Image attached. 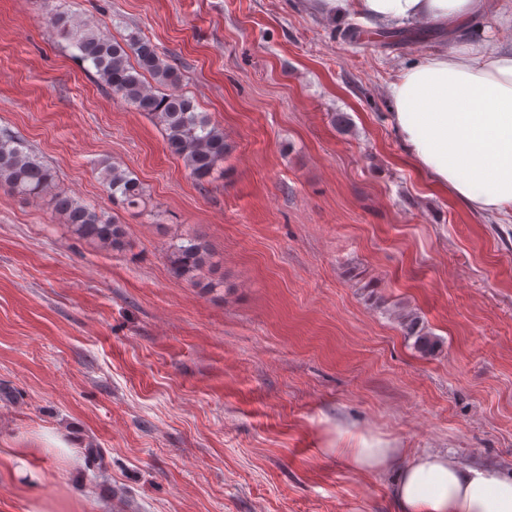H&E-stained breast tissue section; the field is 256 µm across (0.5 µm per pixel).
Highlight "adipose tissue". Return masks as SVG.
Listing matches in <instances>:
<instances>
[{
  "label": "adipose tissue",
  "mask_w": 512,
  "mask_h": 512,
  "mask_svg": "<svg viewBox=\"0 0 512 512\" xmlns=\"http://www.w3.org/2000/svg\"><path fill=\"white\" fill-rule=\"evenodd\" d=\"M326 12L370 27L454 30L490 13V0H320ZM391 122L436 187L471 210H512V48L488 38L461 40L400 71L387 88ZM365 473L399 466L397 512H512V475L470 467L449 454L403 448H348Z\"/></svg>",
  "instance_id": "obj_1"
}]
</instances>
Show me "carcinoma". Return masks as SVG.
I'll return each instance as SVG.
<instances>
[{
    "label": "carcinoma",
    "instance_id": "1",
    "mask_svg": "<svg viewBox=\"0 0 512 512\" xmlns=\"http://www.w3.org/2000/svg\"><path fill=\"white\" fill-rule=\"evenodd\" d=\"M48 24L69 42L75 57L95 71L112 95L157 120L167 149L183 161L198 185L224 174V156L230 150L224 131L212 123L207 113L197 111L192 99L175 92L181 73L155 44L139 36L122 43L108 40L75 12H54L48 17ZM147 77L155 86L148 85ZM100 179L112 200L140 215L148 212L143 184L120 164L103 162ZM0 188L25 200L48 196L54 213L79 237L110 250L124 246L123 224L94 205L57 190L55 173L8 134L0 136ZM210 259V247L200 237H186L171 245L175 274L197 288L213 287L204 274ZM399 320L405 333L416 337L415 345L421 352L428 354L439 348V339L425 331L415 313H401Z\"/></svg>",
    "mask_w": 512,
    "mask_h": 512
}]
</instances>
